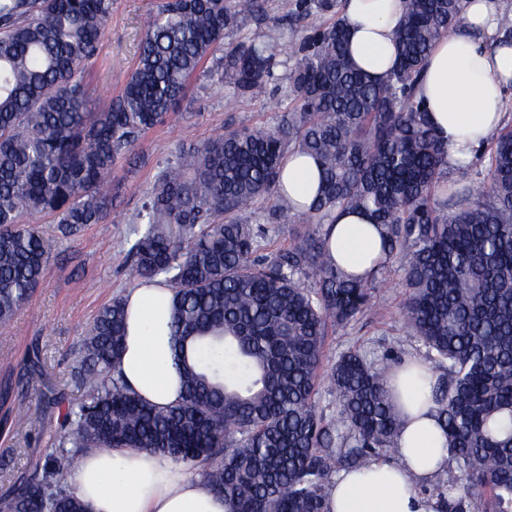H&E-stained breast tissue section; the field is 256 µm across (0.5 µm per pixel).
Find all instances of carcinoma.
<instances>
[{"label": "carcinoma", "mask_w": 512, "mask_h": 512, "mask_svg": "<svg viewBox=\"0 0 512 512\" xmlns=\"http://www.w3.org/2000/svg\"><path fill=\"white\" fill-rule=\"evenodd\" d=\"M256 0H163L145 18L136 66L104 112L88 111L85 64L112 0H0V322L30 299L50 262L26 215L51 213L63 236L102 222L112 165L164 122L187 81ZM463 0H405L395 67L375 82L348 55L341 18L298 48L294 108L274 126L209 137L180 153L147 191L131 275L174 292L171 346L183 393L167 407L113 371L125 335L121 298L82 338L66 409L30 473L0 494L4 512H85L62 485L73 458L112 448L159 452L195 470L229 512H325L329 477L395 447L403 421L387 379L357 351L327 375L335 414L319 410L325 339L370 305L388 264L404 274L407 328L440 372L437 406L456 474L433 492L449 512H512V128L491 137L490 183L435 198L448 150L415 86ZM275 65L253 42L225 55L224 83L260 88ZM313 155L322 181L304 210L278 188L291 150ZM270 201L261 210L259 204ZM363 211L383 229L386 259L367 279L346 274L324 226ZM311 232L262 255L288 218Z\"/></svg>", "instance_id": "cac0c4a2"}]
</instances>
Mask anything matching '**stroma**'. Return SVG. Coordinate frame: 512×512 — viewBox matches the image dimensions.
Returning <instances> with one entry per match:
<instances>
[{
	"mask_svg": "<svg viewBox=\"0 0 512 512\" xmlns=\"http://www.w3.org/2000/svg\"><path fill=\"white\" fill-rule=\"evenodd\" d=\"M159 2L113 0L98 52L86 66L89 111H102L120 93L138 59L143 21ZM297 2L257 0L254 14L225 28L221 46L191 78L174 112L140 136L135 156L117 159L105 223L85 225L65 239L54 216H28V223L38 225L51 260L28 303L0 324V492L46 446L37 424L17 420L18 408L37 407L49 389L63 393L70 404L83 400L84 390L72 380L81 337L100 309L138 285L129 274V250L137 238V214L160 172L193 142L229 130L276 125L293 108L289 73L296 55L280 53L272 76L251 95L222 83L217 66L227 52L249 40L295 45L332 22V14H305ZM405 297L403 272L390 265L379 277L371 306L350 323L330 328L324 367L350 350L375 364L390 356L424 355V347L403 324Z\"/></svg>",
	"mask_w": 512,
	"mask_h": 512,
	"instance_id": "35a3bbf8",
	"label": "stroma"
}]
</instances>
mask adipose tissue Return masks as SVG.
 <instances>
[{
    "instance_id": "adipose-tissue-1",
    "label": "adipose tissue",
    "mask_w": 512,
    "mask_h": 512,
    "mask_svg": "<svg viewBox=\"0 0 512 512\" xmlns=\"http://www.w3.org/2000/svg\"><path fill=\"white\" fill-rule=\"evenodd\" d=\"M507 0H463L459 27L431 49L416 86V98L448 148V163L467 167L480 146L502 125L505 94L512 90V41L495 36ZM404 0H345L341 14L350 33L349 52L359 68L379 79L395 66L393 30L402 20ZM320 169L300 151L288 154L281 182L298 204L317 194ZM333 261L346 273L369 276L382 260L381 229L367 215L341 211L326 227ZM124 349L116 364L133 393L159 406L180 398L172 361L170 319L173 292L160 280L140 281L124 297ZM432 366L405 359L388 380L405 418L393 457L344 470L330 485L327 512H445L443 501L418 489L421 480L445 468L451 456L436 419L430 390ZM75 495L89 512H227L223 497L201 477L168 457L145 450L116 448L81 457L72 479Z\"/></svg>"
}]
</instances>
